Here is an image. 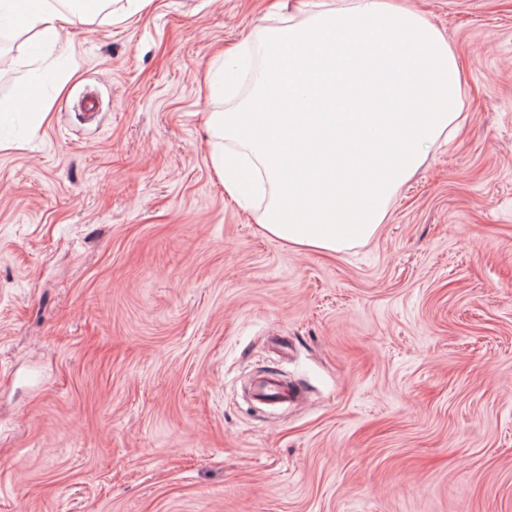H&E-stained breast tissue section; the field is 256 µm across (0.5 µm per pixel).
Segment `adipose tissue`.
I'll return each instance as SVG.
<instances>
[{"mask_svg": "<svg viewBox=\"0 0 512 512\" xmlns=\"http://www.w3.org/2000/svg\"><path fill=\"white\" fill-rule=\"evenodd\" d=\"M80 0H0V21L57 44ZM261 29L252 92L275 112L209 113L225 194L264 208L283 244L340 252L371 239L397 190L462 119L464 72L447 38L401 0H314Z\"/></svg>", "mask_w": 512, "mask_h": 512, "instance_id": "ef3b65f1", "label": "adipose tissue"}]
</instances>
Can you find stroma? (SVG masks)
I'll use <instances>...</instances> for the list:
<instances>
[{
	"mask_svg": "<svg viewBox=\"0 0 512 512\" xmlns=\"http://www.w3.org/2000/svg\"><path fill=\"white\" fill-rule=\"evenodd\" d=\"M405 3L467 117L333 255L212 164L209 77L267 0L0 31V512H512V0Z\"/></svg>",
	"mask_w": 512,
	"mask_h": 512,
	"instance_id": "35a3bbf8",
	"label": "stroma"
}]
</instances>
